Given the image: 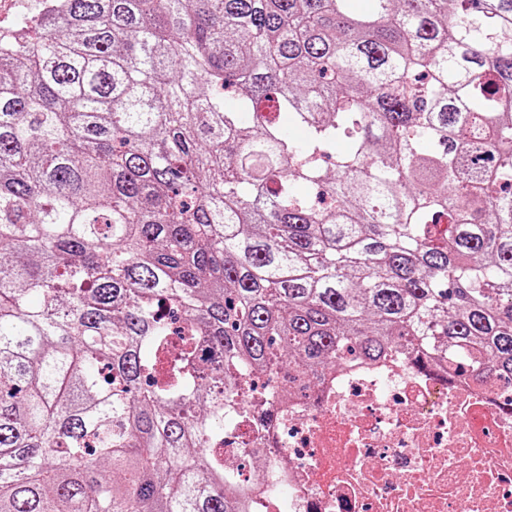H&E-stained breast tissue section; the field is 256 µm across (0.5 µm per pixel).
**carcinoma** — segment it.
Instances as JSON below:
<instances>
[{"instance_id":"obj_1","label":"carcinoma","mask_w":512,"mask_h":512,"mask_svg":"<svg viewBox=\"0 0 512 512\" xmlns=\"http://www.w3.org/2000/svg\"><path fill=\"white\" fill-rule=\"evenodd\" d=\"M369 2L42 0L0 38V512H250L213 447L263 444L254 372L512 386V0ZM251 440L250 426L246 422L238 421L231 428H224V447L219 448L224 455V466L239 475V471L243 473V478L250 479L252 477L245 475V470H240L239 465L247 462L248 443ZM235 465L238 469H235Z\"/></svg>"}]
</instances>
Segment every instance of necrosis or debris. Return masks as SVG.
Returning <instances> with one entry per match:
<instances>
[{"instance_id": "obj_1", "label": "necrosis or debris", "mask_w": 512, "mask_h": 512, "mask_svg": "<svg viewBox=\"0 0 512 512\" xmlns=\"http://www.w3.org/2000/svg\"><path fill=\"white\" fill-rule=\"evenodd\" d=\"M253 512H512V405L406 360L349 362L278 407Z\"/></svg>"}]
</instances>
